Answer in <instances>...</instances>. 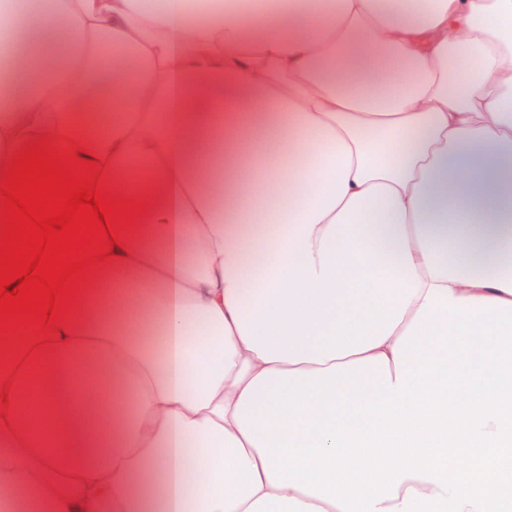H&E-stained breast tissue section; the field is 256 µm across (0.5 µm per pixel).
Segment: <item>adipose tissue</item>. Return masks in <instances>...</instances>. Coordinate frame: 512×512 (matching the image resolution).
Instances as JSON below:
<instances>
[{
	"mask_svg": "<svg viewBox=\"0 0 512 512\" xmlns=\"http://www.w3.org/2000/svg\"><path fill=\"white\" fill-rule=\"evenodd\" d=\"M251 11L0 6V168L148 205L0 341V512H505L512 0Z\"/></svg>",
	"mask_w": 512,
	"mask_h": 512,
	"instance_id": "ef3b65f1",
	"label": "adipose tissue"
}]
</instances>
